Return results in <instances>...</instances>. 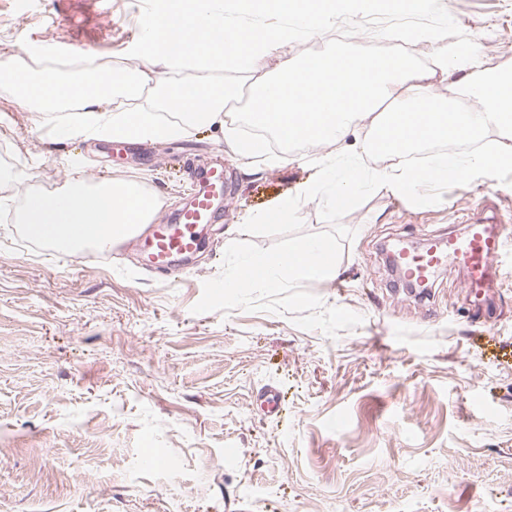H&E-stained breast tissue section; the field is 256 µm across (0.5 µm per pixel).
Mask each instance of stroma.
<instances>
[{
  "instance_id": "1",
  "label": "stroma",
  "mask_w": 512,
  "mask_h": 512,
  "mask_svg": "<svg viewBox=\"0 0 512 512\" xmlns=\"http://www.w3.org/2000/svg\"><path fill=\"white\" fill-rule=\"evenodd\" d=\"M155 0H0V62L139 61ZM299 35L285 58L338 46L385 55L396 30L481 34L490 68H512V0H433L424 13L350 21ZM27 105L0 82V512H512V251L481 314L449 266L425 296L394 288L385 244L463 232L494 208L512 234V169L412 202L375 191L342 219L354 230L333 276L308 283L327 306L364 317L337 338L267 312L193 313L245 216L278 207L318 176V149L270 152L242 167L225 151L224 212L204 247L166 281L123 250L80 253L30 239L15 217L34 191L78 176L138 179L166 222L191 196L194 170L224 136L189 128L116 148L61 139L78 119ZM276 387L278 412L259 394ZM237 449L232 461L224 451Z\"/></svg>"
}]
</instances>
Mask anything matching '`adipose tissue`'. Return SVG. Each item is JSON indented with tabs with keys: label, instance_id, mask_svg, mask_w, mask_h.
<instances>
[{
	"label": "adipose tissue",
	"instance_id": "adipose-tissue-1",
	"mask_svg": "<svg viewBox=\"0 0 512 512\" xmlns=\"http://www.w3.org/2000/svg\"><path fill=\"white\" fill-rule=\"evenodd\" d=\"M366 0H161L146 25L140 67L112 71L95 59H84L80 80L68 81L55 71L30 76L26 70H7L23 97L37 105L62 99L74 101L82 115L75 133L121 140H167L191 127H218L241 165L264 149L259 139L243 138L240 118L229 107L237 89L207 81L192 85L164 81L169 70L204 74L245 70L256 74L247 114L286 143L308 142L328 147L361 122H368L366 142L388 160L385 167L365 170L356 156L316 159L323 180L306 188L302 199H288L249 224H282L293 220L302 200L321 199L329 206L352 201L366 184L383 187L408 200L418 197L425 180L444 179L447 155L418 167L402 158V146L419 143L426 133L458 137L460 130L497 137L481 151L455 161L467 179L488 177L512 168V70L484 66L480 44L469 39L452 43L441 28H409L401 32L408 45L432 43L438 49L433 67L418 65L407 53L395 56L352 54L339 49L303 60H286L276 76L264 75L265 59L285 53L297 32L314 35L333 27L343 11L363 12ZM243 17L279 15L300 24L270 28L233 25L227 10ZM160 91L159 112H106L102 103L117 95H134L145 86ZM475 100L471 111L445 109L444 90ZM157 209L138 182L119 180L94 186L73 179L64 192L31 195L22 222L30 238L50 245L109 244L127 238L150 223Z\"/></svg>",
	"mask_w": 512,
	"mask_h": 512
}]
</instances>
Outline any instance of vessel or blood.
Masks as SVG:
<instances>
[{"label": "vessel or blood", "instance_id": "1", "mask_svg": "<svg viewBox=\"0 0 512 512\" xmlns=\"http://www.w3.org/2000/svg\"><path fill=\"white\" fill-rule=\"evenodd\" d=\"M223 194V165L214 163L198 168L191 201L175 223L152 225L137 238L136 246L147 264L155 270L165 271L175 265L177 259L197 253L200 239L195 229L216 221L217 202ZM466 224L464 236L431 241L424 254H403L400 263L404 274L426 289L443 263L456 262L466 272L463 292L477 310L486 289L493 283L496 265L511 242L496 217L471 216Z\"/></svg>", "mask_w": 512, "mask_h": 512}]
</instances>
